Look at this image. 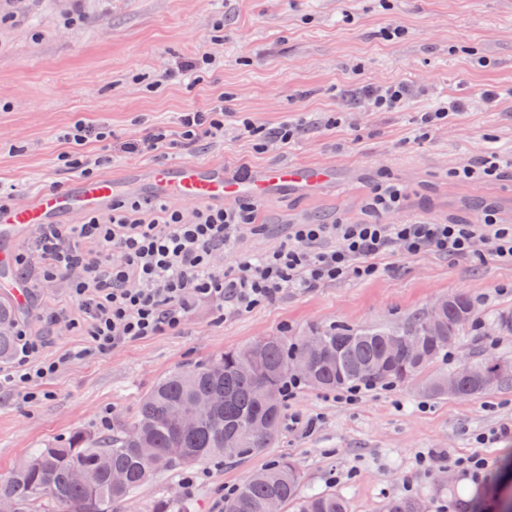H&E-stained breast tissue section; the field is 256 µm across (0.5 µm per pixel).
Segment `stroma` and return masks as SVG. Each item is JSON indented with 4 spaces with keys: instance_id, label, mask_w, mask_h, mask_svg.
<instances>
[{
    "instance_id": "1",
    "label": "stroma",
    "mask_w": 512,
    "mask_h": 512,
    "mask_svg": "<svg viewBox=\"0 0 512 512\" xmlns=\"http://www.w3.org/2000/svg\"><path fill=\"white\" fill-rule=\"evenodd\" d=\"M0 12L10 17L0 24V185L12 188L14 200L72 182L58 165V132L75 117L111 125L114 159L106 170L113 173L155 165L154 157L125 153V145L220 96L223 142L170 154L169 163L235 170L310 162L335 166L341 175L317 194L258 203L259 231L218 256L219 264L275 249L292 224L380 221L370 201L385 180L405 188L394 221L479 224L490 211L512 224V169L483 184L452 175L487 150L512 151V0H0ZM395 22L405 34L386 40ZM203 50L221 64L208 82L190 91L176 82L159 94L147 91V83ZM399 81L412 91L407 107L372 111L362 86ZM488 88L499 93L491 104L483 97ZM449 98L463 99L464 111L420 137L416 114ZM241 115L269 129L289 117L308 123L288 147L260 153L238 136ZM331 116L339 120L333 128L326 124ZM41 262L35 253L13 268L30 287L18 318L43 340L45 356L54 357L86 339L49 320L69 298L65 280L42 279ZM455 293L472 299L483 324L465 331L429 375L447 373L472 352L512 361V335L493 322L512 311V266L497 262L480 241L465 258L395 252L372 280L290 288L223 319L200 306L180 331L71 361L46 383L49 398L27 402L0 388V475L44 444L101 430L102 415L112 426L129 424L142 397L176 369L208 365L224 350L269 336L388 326ZM510 421L512 381L466 398L430 396L418 380L389 391L378 385L353 403L304 384L283 403L270 448L193 469L189 488L185 471L159 472L124 512H150L160 499L175 512H224L226 489L283 457L300 470L303 492H337L350 512H383L393 497L418 500L428 512H471L477 500L498 512L499 488L449 466L448 458L479 453L489 459L491 477L512 473V441H475ZM427 452L434 458L424 470L417 457Z\"/></svg>"
}]
</instances>
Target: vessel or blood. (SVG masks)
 <instances>
[{
	"instance_id": "b4317fda",
	"label": "vessel or blood",
	"mask_w": 512,
	"mask_h": 512,
	"mask_svg": "<svg viewBox=\"0 0 512 512\" xmlns=\"http://www.w3.org/2000/svg\"><path fill=\"white\" fill-rule=\"evenodd\" d=\"M335 179V167L309 163H275L242 174L230 172L217 163L180 162L156 168L128 166L97 180L45 190L34 198L0 207V257L18 235L34 233L41 225L67 224L85 213L109 211L121 186L146 200L177 196L222 203L309 194Z\"/></svg>"
}]
</instances>
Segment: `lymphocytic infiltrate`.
Here are the masks:
<instances>
[{
  "label": "lymphocytic infiltrate",
  "instance_id": "obj_1",
  "mask_svg": "<svg viewBox=\"0 0 512 512\" xmlns=\"http://www.w3.org/2000/svg\"><path fill=\"white\" fill-rule=\"evenodd\" d=\"M236 125L239 135L260 152L288 146L303 127L302 121L286 120L269 134L248 117ZM111 139L106 122L72 121L59 135L65 146L58 156L62 169L95 178L99 167L112 160ZM223 139L224 100L219 97L205 109L180 113L175 126L151 127L129 150L160 157ZM91 143L99 144V154L88 155ZM255 221L251 204H215L188 212L168 200L121 195L108 213L88 214L78 224L41 227L42 276L67 279L79 311L69 324L83 329L88 341L73 353L46 359L40 341L25 325H16L15 368L6 383L25 399H37L42 382L71 358L103 355L121 343L179 330L206 303L222 312L242 313L287 288H313L348 276L374 278L381 272V259L396 245L407 256L434 250L466 257L475 239L482 238L494 258L512 264V224L498 223L489 214L480 224H292L278 248L244 257L232 267L217 266L216 254L234 250ZM85 241L95 244L94 253L79 250Z\"/></svg>",
  "mask_w": 512,
  "mask_h": 512
}]
</instances>
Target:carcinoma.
<instances>
[{
    "mask_svg": "<svg viewBox=\"0 0 512 512\" xmlns=\"http://www.w3.org/2000/svg\"><path fill=\"white\" fill-rule=\"evenodd\" d=\"M451 306L439 315L428 312L398 326L351 329L334 326L315 333L319 345L313 354L315 388L336 389L363 383L397 384L414 379L448 352V337L460 336L477 323L472 301L464 294L449 295ZM16 307L0 298V361L14 356L17 337L12 332ZM421 351L417 358L411 352ZM308 337L270 336L224 351L217 361L183 369L161 379L141 400L135 420L117 432H75L66 442L49 443L0 478V499L15 504V512H43L52 502L62 512H118V506L157 472L191 468L215 457L243 458L270 447L277 437L283 391L291 374L288 362L308 353ZM482 378H463L453 391L434 378L426 384L433 395L464 398L490 391L512 379V361L474 360ZM214 400L212 412L190 426H177L174 412L196 398ZM141 448L155 449V459L144 460ZM84 469L91 482L77 484L75 469ZM126 474L122 485L112 483V472ZM301 475L293 462L278 459L252 475L234 497L224 501V512H267L274 497L294 512H348L336 492L303 495Z\"/></svg>",
    "mask_w": 512,
    "mask_h": 512,
    "instance_id": "1",
    "label": "carcinoma"
}]
</instances>
